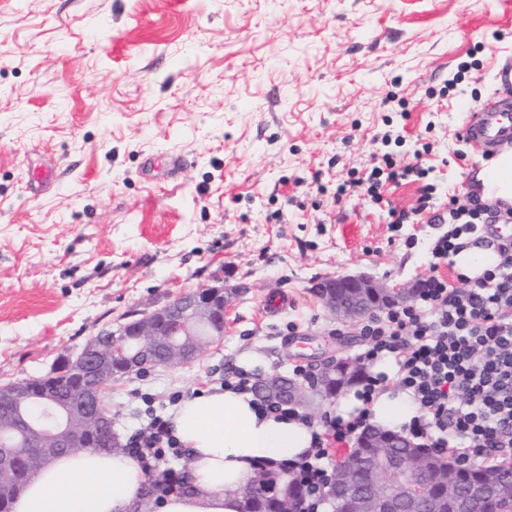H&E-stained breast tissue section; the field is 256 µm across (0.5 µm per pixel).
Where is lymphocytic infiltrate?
I'll return each mask as SVG.
<instances>
[{
  "label": "lymphocytic infiltrate",
  "mask_w": 512,
  "mask_h": 512,
  "mask_svg": "<svg viewBox=\"0 0 512 512\" xmlns=\"http://www.w3.org/2000/svg\"><path fill=\"white\" fill-rule=\"evenodd\" d=\"M422 165L398 166L383 154L366 182L365 201L384 206L383 187L409 178L425 185L414 212L389 209L391 223H407L411 214L429 223L447 225L431 245L438 261L460 250L459 239L486 224H511L512 208L479 198L470 206L442 210L436 187ZM499 264L470 279L466 288H451L439 276L425 280L417 300L389 308L362 327L368 344L359 355L364 366L358 398L363 406L350 420L324 415L323 433L307 455L292 461L308 496L306 512H318L326 486V463L333 447L349 444L370 430L369 405L375 395L401 391L411 395L418 414L407 426L409 435L429 448L448 452L460 463L490 453L512 456V241L498 246ZM386 360L393 373L374 371ZM149 421L130 436L125 450L138 462L152 484L168 494L179 489L182 478L167 464L180 446L165 416L149 410Z\"/></svg>",
  "instance_id": "1"
}]
</instances>
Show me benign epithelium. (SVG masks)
I'll use <instances>...</instances> for the list:
<instances>
[{
	"instance_id": "7a95c632",
	"label": "benign epithelium",
	"mask_w": 512,
	"mask_h": 512,
	"mask_svg": "<svg viewBox=\"0 0 512 512\" xmlns=\"http://www.w3.org/2000/svg\"><path fill=\"white\" fill-rule=\"evenodd\" d=\"M317 294L325 308L337 320L362 324L377 316L378 308L391 304H407L416 298L415 290L390 287L368 275H341L324 279L317 284ZM241 289L224 288L222 285L202 286L184 293L160 308L144 314L126 316L124 326L107 337L87 345L72 363L71 372L79 379L80 399H64L53 386L42 385V380L21 381L0 386V410L12 414L13 430L24 443L7 448L0 445V467L10 468L21 455H32L42 462L57 456L60 449L110 448L112 437L110 419L106 416L102 394L112 380V359L121 356L124 367L145 371L151 367L150 357L169 349L178 351L186 362L200 352L192 336L197 326L209 327V335L224 336V309L230 306L229 297ZM336 360L327 361L307 383L291 381L288 392L279 399L290 404H301L309 391L319 392L331 378V368ZM85 414L92 421L88 431L75 429L71 420ZM409 448L416 444L407 436L392 433L380 439L365 435L358 439L359 448H387L393 444ZM375 468L388 464L400 470L405 466L391 458L378 456L364 461L361 454L337 466L331 475L329 495L344 512H389L392 502L401 498L410 500L424 512L430 510L429 489L438 485L456 502L457 512H512V491L505 490V483L490 475L485 466L470 465L478 471L480 480L471 484L469 494L459 497L458 483L448 479V461H442L433 474L424 476L411 470L390 489L389 496L354 495L351 493V470L355 464Z\"/></svg>"
}]
</instances>
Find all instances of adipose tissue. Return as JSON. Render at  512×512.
<instances>
[{
	"label": "adipose tissue",
	"instance_id": "adipose-tissue-1",
	"mask_svg": "<svg viewBox=\"0 0 512 512\" xmlns=\"http://www.w3.org/2000/svg\"><path fill=\"white\" fill-rule=\"evenodd\" d=\"M478 178L485 196L512 200V148L487 161ZM373 420L400 430L418 407L406 393H383ZM173 434L189 453L187 491L165 495L160 512H239L238 489L262 461L294 459L311 446L313 427L258 413L251 393L229 388L181 400L169 413ZM145 475L116 451L69 452L41 468L14 504V512H139Z\"/></svg>",
	"mask_w": 512,
	"mask_h": 512
}]
</instances>
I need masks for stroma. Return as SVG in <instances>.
Instances as JSON below:
<instances>
[{
  "instance_id": "stroma-1",
  "label": "stroma",
  "mask_w": 512,
  "mask_h": 512,
  "mask_svg": "<svg viewBox=\"0 0 512 512\" xmlns=\"http://www.w3.org/2000/svg\"><path fill=\"white\" fill-rule=\"evenodd\" d=\"M509 59L512 0H0V385L218 281L243 289L221 339L181 368L113 380L116 442L226 366L357 358L360 327L327 314L317 282L412 287L456 269L429 253L447 225L389 224L364 187L335 201L337 182L428 144L427 181L469 205L483 160L459 139V105L479 111ZM389 130L402 139L382 145ZM150 155L184 164L148 175ZM45 168L55 181L31 196ZM284 207L289 222L271 223ZM273 293L290 305L268 317Z\"/></svg>"
}]
</instances>
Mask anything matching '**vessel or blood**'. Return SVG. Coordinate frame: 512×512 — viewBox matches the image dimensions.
Wrapping results in <instances>:
<instances>
[{"mask_svg": "<svg viewBox=\"0 0 512 512\" xmlns=\"http://www.w3.org/2000/svg\"><path fill=\"white\" fill-rule=\"evenodd\" d=\"M463 133L478 154L512 142V103L499 98L480 111L463 115Z\"/></svg>", "mask_w": 512, "mask_h": 512, "instance_id": "1", "label": "vessel or blood"}]
</instances>
